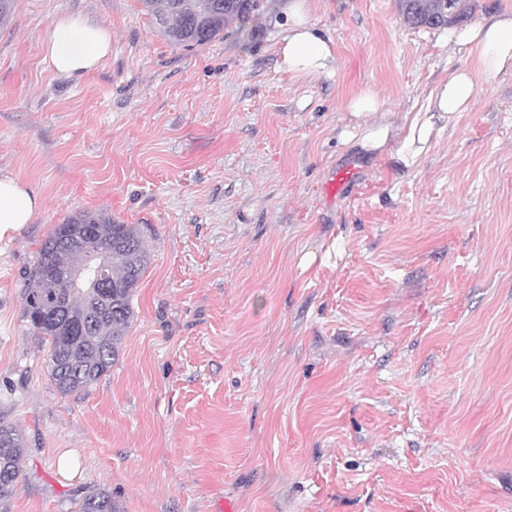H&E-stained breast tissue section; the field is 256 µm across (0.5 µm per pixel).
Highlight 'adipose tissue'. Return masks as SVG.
<instances>
[{
    "mask_svg": "<svg viewBox=\"0 0 512 512\" xmlns=\"http://www.w3.org/2000/svg\"><path fill=\"white\" fill-rule=\"evenodd\" d=\"M311 0H289L282 36L277 44L278 68L297 79L331 77L336 73L333 40L311 19ZM456 44L470 48V65L449 72L447 80L429 91L413 116L391 122L377 93L366 88L350 98L346 109L354 116L377 115L365 139L372 147L395 140L392 157L411 168L417 165L438 135L437 119H453L471 111L476 82L512 70V12L484 16L464 28ZM112 50L109 27L63 16L51 25L45 39L44 63L57 74L79 78L93 71ZM42 209V199L8 174L0 175V240L19 233Z\"/></svg>",
    "mask_w": 512,
    "mask_h": 512,
    "instance_id": "adipose-tissue-1",
    "label": "adipose tissue"
}]
</instances>
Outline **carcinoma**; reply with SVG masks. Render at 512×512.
<instances>
[{
	"label": "carcinoma",
	"instance_id": "carcinoma-1",
	"mask_svg": "<svg viewBox=\"0 0 512 512\" xmlns=\"http://www.w3.org/2000/svg\"><path fill=\"white\" fill-rule=\"evenodd\" d=\"M158 33L185 50L203 46L235 23L245 27L259 0H141ZM405 23L448 25L446 0H401ZM107 253L106 287L91 296L75 290L70 271L91 262L93 250ZM149 263L135 227L118 224L105 211H83L55 225L45 239L24 292L25 315L51 340L48 373L63 395L79 392L112 368L134 319L133 296ZM23 434L0 426V497L17 483ZM77 512H122L105 489L84 496Z\"/></svg>",
	"mask_w": 512,
	"mask_h": 512
}]
</instances>
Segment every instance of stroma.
<instances>
[{
	"instance_id": "obj_1",
	"label": "stroma",
	"mask_w": 512,
	"mask_h": 512,
	"mask_svg": "<svg viewBox=\"0 0 512 512\" xmlns=\"http://www.w3.org/2000/svg\"><path fill=\"white\" fill-rule=\"evenodd\" d=\"M286 0L244 35L170 45L140 0H15L0 25V171L43 208L0 241V512H512V70L412 169L365 147L366 87L413 114L464 65L398 0H313L333 78L277 68ZM112 31L82 79L48 69L61 16ZM355 170V193L325 185ZM106 210L150 255L117 362L62 395L24 313L37 252ZM24 448L23 434L13 426H0V497L8 494L17 483ZM77 512H122L119 501L105 489H94L84 496Z\"/></svg>"
}]
</instances>
